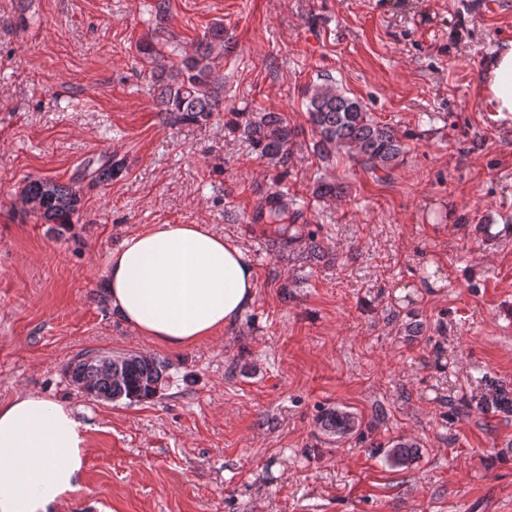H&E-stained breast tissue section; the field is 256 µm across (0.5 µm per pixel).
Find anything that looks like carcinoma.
I'll use <instances>...</instances> for the list:
<instances>
[{"mask_svg": "<svg viewBox=\"0 0 512 512\" xmlns=\"http://www.w3.org/2000/svg\"><path fill=\"white\" fill-rule=\"evenodd\" d=\"M138 51L156 63L154 79L160 92L156 106L165 119L175 125L202 124L214 113L224 110V80L215 74V56L224 54V27L212 26L198 40L192 54L180 63L167 64L162 50L153 41L139 43ZM307 114L314 135V151L329 157L339 151L355 150L366 166L389 168L404 154L397 131L376 121L357 98L344 95L333 83L325 82L306 90ZM224 127L243 137L258 156L274 166H285L288 153L299 131L276 112L231 111ZM125 168L121 160L111 158L94 170L99 182H109ZM26 202L47 224L66 225L78 211L80 189L52 180H32L23 190ZM302 206L273 190L258 203L253 222L273 224L277 243L293 247L302 239L296 226ZM72 381L84 378L97 387L100 397L116 402L121 399L144 400L156 397L167 382L166 366L151 357L124 354L112 358V372L106 373L85 356L69 366Z\"/></svg>", "mask_w": 512, "mask_h": 512, "instance_id": "1", "label": "carcinoma"}]
</instances>
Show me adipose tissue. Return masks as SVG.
<instances>
[{
	"mask_svg": "<svg viewBox=\"0 0 512 512\" xmlns=\"http://www.w3.org/2000/svg\"><path fill=\"white\" fill-rule=\"evenodd\" d=\"M492 111L512 116V41L484 63ZM104 287L136 332L180 348L235 324L254 302L243 249L203 224H156L126 235L108 257ZM85 427L73 409L29 391L0 403V512H59L82 479Z\"/></svg>",
	"mask_w": 512,
	"mask_h": 512,
	"instance_id": "ef3b65f1",
	"label": "adipose tissue"
}]
</instances>
